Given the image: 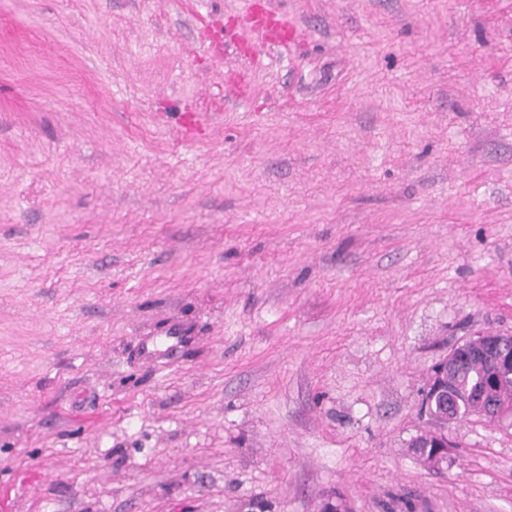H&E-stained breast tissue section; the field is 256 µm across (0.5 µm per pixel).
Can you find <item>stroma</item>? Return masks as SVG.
Returning <instances> with one entry per match:
<instances>
[{
    "mask_svg": "<svg viewBox=\"0 0 512 512\" xmlns=\"http://www.w3.org/2000/svg\"><path fill=\"white\" fill-rule=\"evenodd\" d=\"M267 3L0 0V512H512V0ZM242 20L254 38L262 43L284 42L292 28L285 17L263 8L254 0H243ZM472 359L482 365L483 371L477 364H464L461 373L455 379L454 393L459 419L470 415L479 403L476 398L483 390L482 398L489 395L491 399L487 401L486 406L475 409L472 415L492 424L512 427V405L502 402L512 404V334L485 332L470 337L453 347L448 356L436 365L427 384V388L433 390L435 409L437 396L441 395L444 401L436 410L432 407L428 409L426 406L424 413L435 422L436 429L430 434L420 436L414 445L418 460L430 469H441L443 464L448 462L452 448L448 440V425L458 417L454 402H448V393L459 365L465 360ZM504 376L511 377L503 378ZM496 393L501 401L495 397Z\"/></svg>",
    "mask_w": 512,
    "mask_h": 512,
    "instance_id": "1",
    "label": "stroma"
}]
</instances>
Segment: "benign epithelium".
I'll return each mask as SVG.
<instances>
[{
	"mask_svg": "<svg viewBox=\"0 0 512 512\" xmlns=\"http://www.w3.org/2000/svg\"><path fill=\"white\" fill-rule=\"evenodd\" d=\"M472 359L483 367V395L490 396L487 404L474 410L473 415L492 424L512 427V405L495 397L501 379L512 375V334L485 332L470 337L453 347L448 356L436 365L427 384V388L433 390L432 397H443L440 408L424 409V413L435 422L436 429L415 442L418 460L430 469H440L448 462L452 448L448 440V425L458 417L454 402L448 400V393L459 365Z\"/></svg>",
	"mask_w": 512,
	"mask_h": 512,
	"instance_id": "1",
	"label": "benign epithelium"
}]
</instances>
